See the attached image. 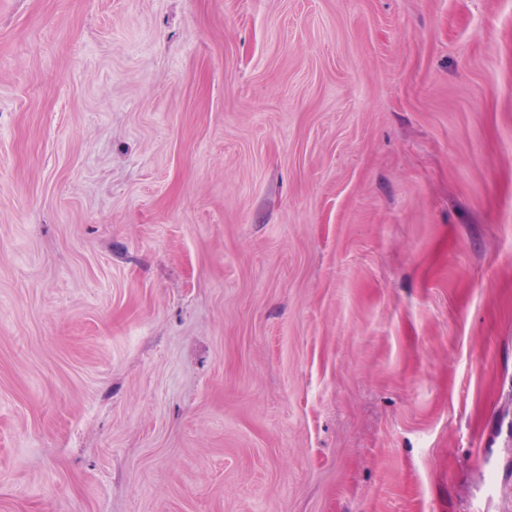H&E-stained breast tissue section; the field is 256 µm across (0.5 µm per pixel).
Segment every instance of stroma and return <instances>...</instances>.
<instances>
[{"label": "stroma", "mask_w": 512, "mask_h": 512, "mask_svg": "<svg viewBox=\"0 0 512 512\" xmlns=\"http://www.w3.org/2000/svg\"><path fill=\"white\" fill-rule=\"evenodd\" d=\"M0 512H512V0H0Z\"/></svg>", "instance_id": "stroma-1"}]
</instances>
